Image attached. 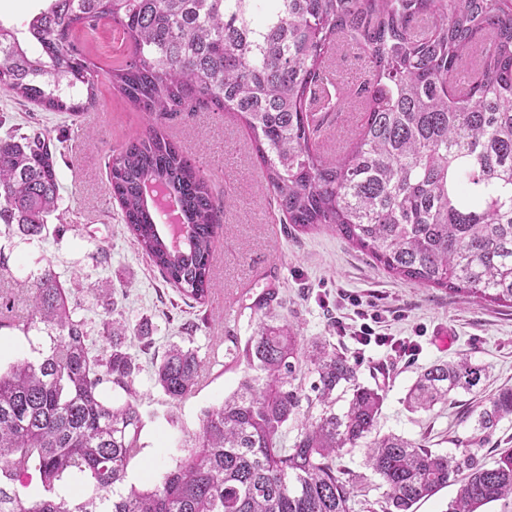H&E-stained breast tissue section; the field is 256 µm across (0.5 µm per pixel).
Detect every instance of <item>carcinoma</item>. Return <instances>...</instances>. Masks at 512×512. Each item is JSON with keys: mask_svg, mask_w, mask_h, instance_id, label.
I'll list each match as a JSON object with an SVG mask.
<instances>
[{"mask_svg": "<svg viewBox=\"0 0 512 512\" xmlns=\"http://www.w3.org/2000/svg\"><path fill=\"white\" fill-rule=\"evenodd\" d=\"M108 22L128 58L107 77L149 125L112 151L110 190L138 249L184 300L203 304L217 284L211 258L224 203L195 157L162 128L183 113L233 112L250 130L270 204L287 224L327 228L392 275L512 308V0H47L24 39L0 23V90L48 112L97 107V66L74 38ZM345 38L370 78L354 88L359 132L326 156L307 100L344 108L326 63ZM41 129L0 137V224L43 238L59 206V176ZM161 185L190 226L174 250L145 197ZM30 317L45 344L0 371V512H350L353 478L337 459L355 448L383 490L379 508L413 506L458 485L448 512H484L512 498V448L492 464L468 450L434 451L380 431L384 395L324 336L306 339L274 314L268 293L244 345L236 390L204 412L186 455L158 484L124 489L138 455L140 372L127 325L107 304L111 350L90 355L70 293L45 265L27 275ZM200 362L172 343L154 381L174 400L192 394ZM485 367L465 353L433 364L407 394L429 412L477 394ZM127 398L107 402L101 387ZM345 398L342 410L336 403ZM484 440L512 418V386L482 396ZM293 426L291 445L286 431Z\"/></svg>", "mask_w": 512, "mask_h": 512, "instance_id": "cac0c4a2", "label": "carcinoma"}]
</instances>
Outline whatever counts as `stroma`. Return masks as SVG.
Wrapping results in <instances>:
<instances>
[{"instance_id": "obj_1", "label": "stroma", "mask_w": 512, "mask_h": 512, "mask_svg": "<svg viewBox=\"0 0 512 512\" xmlns=\"http://www.w3.org/2000/svg\"><path fill=\"white\" fill-rule=\"evenodd\" d=\"M99 108L75 117L0 93V136L37 126L57 142L61 219H49L43 240L0 224V252L8 267L0 271V294L14 302V322L0 325V364L27 353L29 338L19 322L29 315L24 281L36 260L49 261L61 282L84 273L82 288L71 291L75 316L85 324L92 354L111 346L101 334L108 303H116L129 327L131 351L141 370L143 428L140 453L129 473L159 479L174 465L184 433L199 431L206 409L238 386L243 366H228L224 352L232 339L246 341L259 324L251 307L275 292L280 315L299 326L302 336H324L359 365L362 381L384 391L381 429L430 448L453 453L473 437L468 410L471 394H459L430 412H409L406 393L420 371L462 352L487 369V387L512 385V308L462 299L439 288H419L389 275L346 240L327 230L302 231L281 223L269 203L259 158L247 128L234 115L195 112L172 121L167 134L192 153L224 202L223 233L213 273L216 292L204 304L184 303L175 289L133 245L108 183L112 151L145 132L147 122L107 77L97 83ZM63 226L61 237L53 227ZM350 294L384 312L383 330L419 344L409 358L372 346L356 350L354 324L343 310ZM194 349L201 363L194 393L172 402L153 380V363L169 344Z\"/></svg>"}]
</instances>
